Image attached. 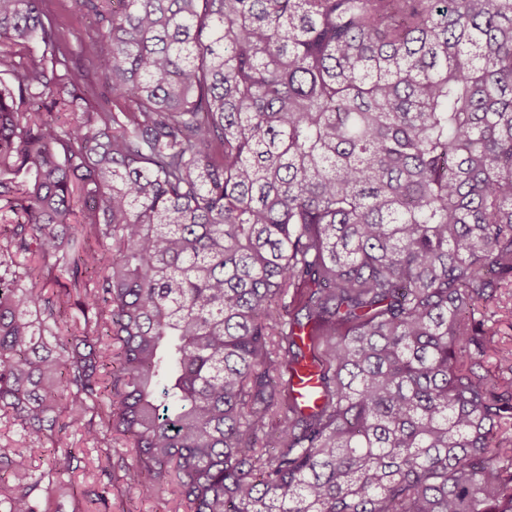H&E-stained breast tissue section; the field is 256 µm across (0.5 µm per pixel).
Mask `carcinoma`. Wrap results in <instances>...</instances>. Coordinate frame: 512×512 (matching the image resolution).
Masks as SVG:
<instances>
[{
	"label": "carcinoma",
	"instance_id": "obj_1",
	"mask_svg": "<svg viewBox=\"0 0 512 512\" xmlns=\"http://www.w3.org/2000/svg\"><path fill=\"white\" fill-rule=\"evenodd\" d=\"M77 5L110 105L0 0V512L70 431L72 512H512V0ZM82 448H86L85 461L82 464L84 469L78 471L75 477L72 478V485L75 489L80 490L92 483H94L100 475V467L105 464L104 457L100 456V453L93 449L91 443L80 444ZM117 481L112 494V503L123 501H133V505L137 507L136 512H174L176 503L172 500V496H164L166 502L157 500L139 499L135 490L130 489L125 480H122L123 471L117 470Z\"/></svg>",
	"mask_w": 512,
	"mask_h": 512
}]
</instances>
